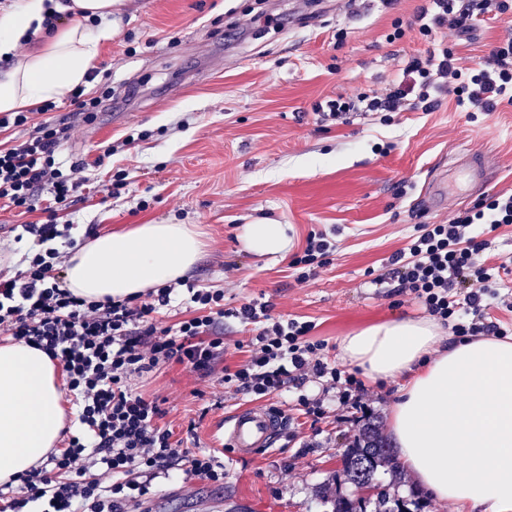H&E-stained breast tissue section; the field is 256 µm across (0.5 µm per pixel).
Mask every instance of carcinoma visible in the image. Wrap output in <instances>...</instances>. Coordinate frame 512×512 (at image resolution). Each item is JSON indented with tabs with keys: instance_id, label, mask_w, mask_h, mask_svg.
<instances>
[{
	"instance_id": "cac0c4a2",
	"label": "carcinoma",
	"mask_w": 512,
	"mask_h": 512,
	"mask_svg": "<svg viewBox=\"0 0 512 512\" xmlns=\"http://www.w3.org/2000/svg\"><path fill=\"white\" fill-rule=\"evenodd\" d=\"M343 472L347 480L359 488L373 491L372 512H411L408 503L391 492L392 485H385L377 479L379 468L395 465L392 446L367 423L355 435L352 445L342 455ZM332 512H367L366 501L346 497L333 500Z\"/></svg>"
}]
</instances>
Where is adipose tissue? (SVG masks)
Returning <instances> with one entry per match:
<instances>
[{"label":"adipose tissue","mask_w":512,"mask_h":512,"mask_svg":"<svg viewBox=\"0 0 512 512\" xmlns=\"http://www.w3.org/2000/svg\"><path fill=\"white\" fill-rule=\"evenodd\" d=\"M120 0H22L0 13V56L40 36L37 53L0 74V112L59 100L84 84L103 42L112 38ZM71 22L46 35L45 14ZM246 252L283 254L288 227L244 225ZM203 244L186 224H139L96 236L68 260L65 282L89 301L124 299L184 278ZM340 356L372 381L402 378L390 407L401 466L438 501L466 512H512V341L493 336L449 340L427 318L390 319L344 336ZM62 368L37 347L0 342V484L12 481L62 441L66 426ZM464 459L465 467L449 464Z\"/></svg>","instance_id":"obj_1"}]
</instances>
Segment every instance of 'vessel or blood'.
<instances>
[{
    "label": "vessel or blood",
    "instance_id": "b4317fda",
    "mask_svg": "<svg viewBox=\"0 0 512 512\" xmlns=\"http://www.w3.org/2000/svg\"><path fill=\"white\" fill-rule=\"evenodd\" d=\"M485 157L478 151L457 154L448 176L452 184L487 181ZM283 426L282 416L263 407L244 408L235 412L221 433L234 457L254 458L273 447Z\"/></svg>",
    "mask_w": 512,
    "mask_h": 512
}]
</instances>
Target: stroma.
<instances>
[{"instance_id": "stroma-1", "label": "stroma", "mask_w": 512, "mask_h": 512, "mask_svg": "<svg viewBox=\"0 0 512 512\" xmlns=\"http://www.w3.org/2000/svg\"><path fill=\"white\" fill-rule=\"evenodd\" d=\"M423 3L124 0L113 8L112 39L82 87L87 98L107 88L112 96L59 143L57 162L65 170L84 164L86 184L58 223L70 225L80 244L131 224L193 225L204 248L186 282L223 291L228 308L260 299L274 316L312 322L311 340L323 342L324 361L341 373L264 398L288 418L265 455L225 457L220 484L172 468L153 481L137 512H330L336 494L367 496L345 481L341 454L366 422L390 436L398 384L364 381L340 358V340L365 324L425 317L411 295L376 284L388 258L420 225L512 192V105L474 122L448 95L434 111L395 112L386 122L356 113L338 125L314 112L328 98L384 92L408 60L424 54L427 41L409 26ZM398 25L403 37L388 41ZM511 32L512 21L489 19L464 35L446 31L445 39L467 65ZM129 135L136 138L130 146ZM461 148L486 153L489 184L468 185L429 209L430 187ZM119 172L125 184L108 194ZM40 219L0 203V267L25 269L37 245L12 227ZM257 219L288 225L284 255L258 259L243 250L242 227ZM311 232L327 234L336 249L300 283L290 262ZM484 239L500 296L483 314L512 324V224ZM135 388L164 399L162 424L186 448H214L215 423L255 403L176 364ZM193 420L199 426L191 436ZM378 477L420 512H459L424 494L406 470L383 467Z\"/></svg>"}]
</instances>
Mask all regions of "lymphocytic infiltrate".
Segmentation results:
<instances>
[{
  "label": "lymphocytic infiltrate",
  "instance_id": "lymphocytic-infiltrate-1",
  "mask_svg": "<svg viewBox=\"0 0 512 512\" xmlns=\"http://www.w3.org/2000/svg\"><path fill=\"white\" fill-rule=\"evenodd\" d=\"M484 15L511 18L512 0H428L412 20L429 43L425 56L410 60L402 79L385 93L328 100V117L343 123L354 112H396L407 103L429 112L447 93L469 113L512 105V35L467 66L437 38L444 28L469 32ZM25 125L31 128L27 138L0 147V200L24 213L46 211L50 220L22 227L45 243V250L28 257L26 270L0 273V335L26 341L59 361L79 428L66 447L24 473L17 488L0 487V512H29L33 504L40 512H125L144 498L149 480L178 463L200 479L223 482L224 463L216 452L176 447L171 431L160 424L166 414L162 400L136 392L134 380L179 364L201 379L220 375L235 392L260 399L310 376L337 377L336 368L320 358L322 343L309 340L310 324L273 316L257 299L228 309L223 292L191 284L188 317L165 326L156 315L172 305L173 287L150 289L141 301L96 302L72 294L57 271L60 253L51 246L65 233L51 217L83 187L81 167L64 171L56 165L67 126L31 124L24 111L0 114L1 130ZM46 188L53 192L49 206L39 198ZM481 224L492 231L512 224V194L487 196L448 223L424 225L390 257L377 283L396 282L458 335H505L503 326L481 314L485 298L495 295L492 267L477 260L486 247L474 235ZM462 287L467 293L458 306L452 295ZM229 317L256 331L245 360L233 368L224 364L219 334Z\"/></svg>",
  "mask_w": 512,
  "mask_h": 512
}]
</instances>
